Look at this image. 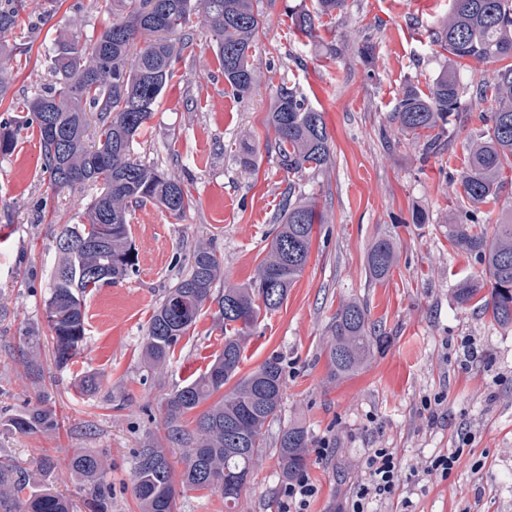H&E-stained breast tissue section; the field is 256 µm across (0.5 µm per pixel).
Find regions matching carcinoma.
Listing matches in <instances>:
<instances>
[{"instance_id":"carcinoma-1","label":"carcinoma","mask_w":512,"mask_h":512,"mask_svg":"<svg viewBox=\"0 0 512 512\" xmlns=\"http://www.w3.org/2000/svg\"><path fill=\"white\" fill-rule=\"evenodd\" d=\"M112 4V24L87 39L76 33L58 41L46 55L54 76L51 87L24 103L25 121L37 127L44 169L57 189L77 184L98 187L87 223L64 226L57 238L73 245L59 249L46 304L56 364L65 368L83 348L88 290L127 276L136 265L130 242L131 208L147 202L176 217L190 211L193 199L183 183L135 157L137 138L163 92L177 76L176 58L192 41V15L203 17L224 70V82L239 96L261 83L249 63L262 24L256 0H102ZM314 11L295 13L297 28L315 35L324 14L341 12L346 0H316ZM16 0H0V56L3 39L21 27ZM431 43L448 54V65L423 92L407 86L389 117L397 131L424 139V150L437 153L448 145L447 125L459 117L464 93L491 103L490 126L471 137L468 160L460 176L464 198L473 205L495 201L512 167V62L475 83L463 80L462 60L494 64L512 59V0H452L448 17L431 31ZM268 123L274 131L270 149L289 174L324 168L331 137L324 112L310 106L286 82L275 87ZM56 128L62 141L49 136ZM16 147L12 125L0 124V155ZM322 215L310 198L288 192L266 256L252 281L213 288L223 268L207 246L193 251L189 270L166 291L149 323L143 348L147 364L165 370L181 338L195 326L205 306L218 301L227 327L224 348L196 380L165 399L167 439L185 449L184 468L175 474L162 448L141 449L133 471L132 492L141 512H174L177 487L216 490L225 512H235L257 462L274 450L282 480L295 479L306 467L312 437L300 423L280 428L274 441L266 427L279 420L283 394L280 358L266 359L251 373L238 376L244 337L261 314L282 305L301 276L309 256L314 225ZM448 235L463 252L478 257L480 275L453 291L460 305L471 302L502 327H512V213L497 221L492 233L469 224L448 225ZM397 250L380 237L367 254L371 278L381 280L394 267ZM385 343L367 310L357 301L342 306L331 326L326 350L331 377H349L366 367ZM230 386L224 390V386ZM220 397L198 413L187 429L182 419L215 394ZM56 415L43 404L11 419L21 432L49 430ZM55 463L46 458L34 471L0 457V512H73L72 504L45 484ZM70 468L79 480L84 512H112V478L102 458L77 451Z\"/></svg>"}]
</instances>
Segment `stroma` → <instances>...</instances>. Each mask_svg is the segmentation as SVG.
<instances>
[{
    "instance_id": "35a3bbf8",
    "label": "stroma",
    "mask_w": 512,
    "mask_h": 512,
    "mask_svg": "<svg viewBox=\"0 0 512 512\" xmlns=\"http://www.w3.org/2000/svg\"><path fill=\"white\" fill-rule=\"evenodd\" d=\"M22 2L33 26L9 38L27 51L9 60L0 123H14L15 103L51 82L46 48L112 21L93 0ZM300 2L259 0L264 25L251 63L262 82L243 96L225 84L214 42L193 17V44L176 62L181 78L163 93L136 155L180 178L194 206L181 218L150 203L132 209L136 265L88 295L84 348L64 369L55 364L46 318L55 236L64 225L86 223L96 190L52 187L28 126L19 128L16 149L0 155V455L30 471L52 458L48 482L74 512H83L68 467L77 450L99 454L110 467L112 512H139L132 477L145 443L168 448L174 470L182 469V449L166 439L164 399L221 353L224 325L217 303L207 304L160 375L142 359L149 319L198 244L223 262L216 290L250 282L291 187L314 198L325 221L314 227L307 265L287 299L246 337L240 372L272 356L281 361L280 422L268 433L293 422L310 431L305 472L317 493L308 512H339L374 448L395 449L403 469L399 498L374 502L373 512H512V328L455 302L458 282L482 266L448 238L452 214L492 230L512 210V186L476 210L461 197L469 138L484 129L486 105L462 97L464 121L451 126V147L436 154L388 120L406 85L427 89L444 65L429 31L449 0H347L343 12L321 17L312 38L294 24ZM365 44L372 47L367 56L360 53ZM284 79L325 114L333 155L318 173L289 177L266 151L271 98ZM247 146L251 168L238 159ZM418 213L425 223H414ZM381 236L396 244L397 261L376 281L367 254ZM353 300L387 341L358 374L334 380L324 347L339 306ZM28 348L38 354L41 379L30 378L20 361ZM87 374L101 379L91 397L80 389ZM39 396L58 427L15 431L8 417ZM451 450L459 459L449 478L425 472L429 458ZM283 487L277 457L267 454L239 512H283Z\"/></svg>"
}]
</instances>
